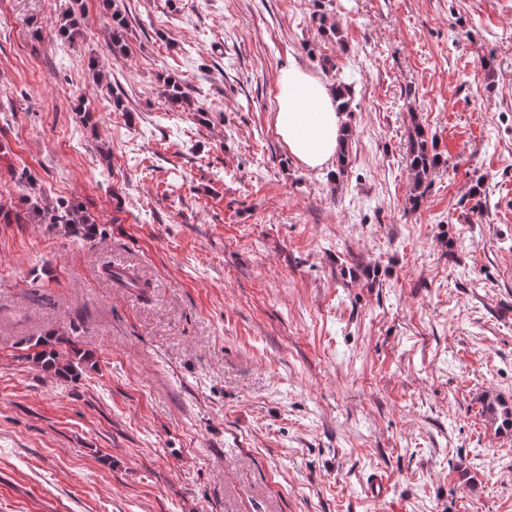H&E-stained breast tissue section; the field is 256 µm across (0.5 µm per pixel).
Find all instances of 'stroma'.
I'll return each instance as SVG.
<instances>
[{
    "label": "stroma",
    "mask_w": 512,
    "mask_h": 512,
    "mask_svg": "<svg viewBox=\"0 0 512 512\" xmlns=\"http://www.w3.org/2000/svg\"><path fill=\"white\" fill-rule=\"evenodd\" d=\"M291 66L351 87L340 180L277 133ZM62 199L95 243L40 223ZM77 317L78 380L26 360ZM496 399L512 0H0V512H512ZM408 160L414 174V191L419 192L442 161L436 142L428 137L423 125L417 120L412 122ZM423 196L424 191L419 192L415 194V200Z\"/></svg>",
    "instance_id": "35a3bbf8"
}]
</instances>
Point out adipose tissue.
<instances>
[{
    "label": "adipose tissue",
    "mask_w": 512,
    "mask_h": 512,
    "mask_svg": "<svg viewBox=\"0 0 512 512\" xmlns=\"http://www.w3.org/2000/svg\"><path fill=\"white\" fill-rule=\"evenodd\" d=\"M329 84L296 67L278 78L276 128L289 153L310 168L330 165L347 132Z\"/></svg>",
    "instance_id": "adipose-tissue-1"
}]
</instances>
